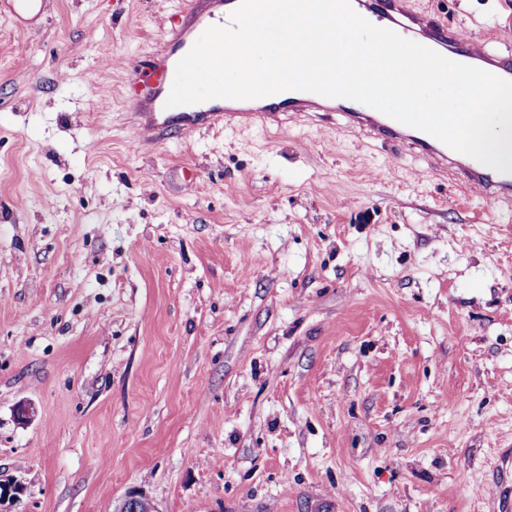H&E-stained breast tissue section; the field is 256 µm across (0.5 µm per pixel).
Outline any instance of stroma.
<instances>
[{"label":"stroma","instance_id":"1","mask_svg":"<svg viewBox=\"0 0 512 512\" xmlns=\"http://www.w3.org/2000/svg\"><path fill=\"white\" fill-rule=\"evenodd\" d=\"M195 3L0 17V512H490L512 209L329 121L136 145L128 64ZM410 5L512 47V0ZM113 512H159L154 500L142 490H128L115 504Z\"/></svg>","mask_w":512,"mask_h":512}]
</instances>
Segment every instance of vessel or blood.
Wrapping results in <instances>:
<instances>
[{
    "label": "vessel or blood",
    "mask_w": 512,
    "mask_h": 512,
    "mask_svg": "<svg viewBox=\"0 0 512 512\" xmlns=\"http://www.w3.org/2000/svg\"><path fill=\"white\" fill-rule=\"evenodd\" d=\"M356 11L370 23L396 31L401 36L418 35L428 48L442 47L474 66L512 80V56L500 54L488 39L467 37L458 29L437 21L430 14L406 9L404 0H353ZM240 0H203L202 6L185 14L172 26L161 45L148 57L129 64L130 77L138 87L128 98L135 112H146L152 118L150 128L162 132L165 121H176L189 135L218 124L241 125L243 119L259 118L268 122L288 114L324 118L338 113L345 129L364 132L381 144H398L423 158L429 173H448L459 186H476L484 200L502 209L512 205V173L497 172L478 160L459 153L435 137L403 125L364 104L355 106L350 100L327 98L311 92H293L288 99L273 102L269 98L234 100L215 99L213 106L201 112H168L166 101L174 81L176 66L209 27H225Z\"/></svg>",
    "instance_id": "b4317fda"
}]
</instances>
